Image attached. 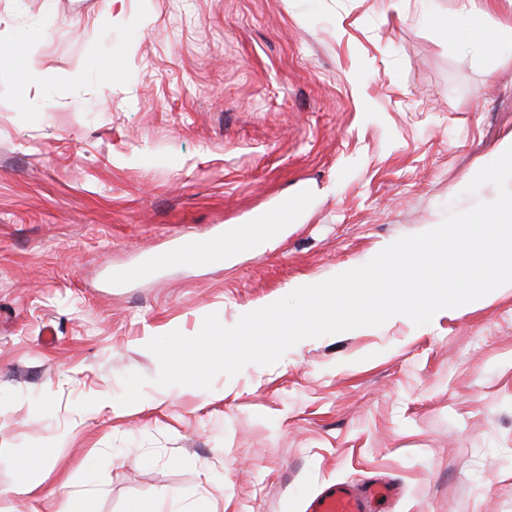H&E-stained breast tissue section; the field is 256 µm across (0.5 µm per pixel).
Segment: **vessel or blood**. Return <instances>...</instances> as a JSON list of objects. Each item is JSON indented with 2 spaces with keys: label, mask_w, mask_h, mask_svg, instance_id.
Here are the masks:
<instances>
[{
  "label": "vessel or blood",
  "mask_w": 512,
  "mask_h": 512,
  "mask_svg": "<svg viewBox=\"0 0 512 512\" xmlns=\"http://www.w3.org/2000/svg\"><path fill=\"white\" fill-rule=\"evenodd\" d=\"M276 232V224L264 219L241 226L230 240L220 232L209 236L184 235L176 238L165 251L145 256L133 270L109 271L108 279L117 285L133 276L149 280L165 267L190 266L200 261L219 268L224 264L229 245L247 251L256 239L273 236ZM395 493V487L385 481H376L362 488L337 483L316 494L310 501L308 512H371L369 505L372 501L389 498Z\"/></svg>",
  "instance_id": "vessel-or-blood-1"
}]
</instances>
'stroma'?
<instances>
[{"instance_id": "35a3bbf8", "label": "stroma", "mask_w": 512, "mask_h": 512, "mask_svg": "<svg viewBox=\"0 0 512 512\" xmlns=\"http://www.w3.org/2000/svg\"><path fill=\"white\" fill-rule=\"evenodd\" d=\"M122 7L0 0V44L25 30L37 62H0V512H306L373 478L399 487L388 512H512V287L303 340L209 390L157 386L146 348L495 199L465 188L512 143V0ZM299 193L273 248L105 281ZM44 453L55 468L13 494Z\"/></svg>"}]
</instances>
